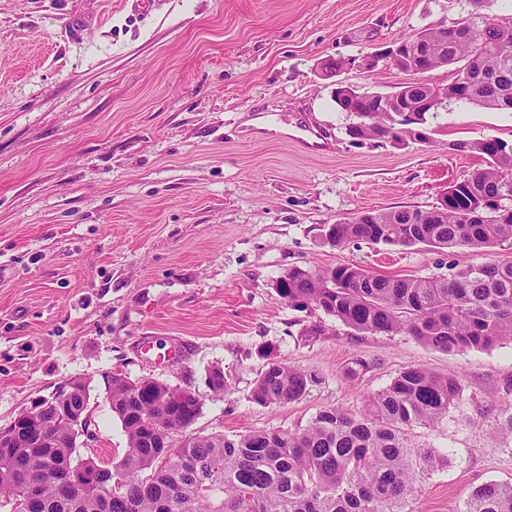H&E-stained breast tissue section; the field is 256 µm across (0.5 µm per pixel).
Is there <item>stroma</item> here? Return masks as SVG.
I'll return each mask as SVG.
<instances>
[{
  "label": "stroma",
  "mask_w": 512,
  "mask_h": 512,
  "mask_svg": "<svg viewBox=\"0 0 512 512\" xmlns=\"http://www.w3.org/2000/svg\"><path fill=\"white\" fill-rule=\"evenodd\" d=\"M469 0H0V429L67 380L88 384L75 459L118 461L127 437L107 378H152L202 402L196 435L299 430L329 407L363 413L399 372L462 378L459 407L417 445L448 456L412 512H462L470 491L512 482V341L448 354L413 336L357 332L292 310L288 269L338 263L412 277L512 258V248H337L322 227L384 209H428L482 160L451 141L512 142V112L431 113L433 143L350 144L335 81L390 93L408 79L363 56ZM340 58L346 68L327 75ZM278 114L258 129L256 113ZM304 112L330 152L287 138ZM317 325L318 335H303ZM311 375L305 395L254 403L269 360ZM369 363L355 371L357 361ZM229 382L210 385L214 370Z\"/></svg>",
  "instance_id": "35a3bbf8"
}]
</instances>
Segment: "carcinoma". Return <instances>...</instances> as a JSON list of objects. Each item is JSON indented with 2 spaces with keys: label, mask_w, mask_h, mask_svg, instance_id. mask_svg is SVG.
<instances>
[{
  "label": "carcinoma",
  "mask_w": 512,
  "mask_h": 512,
  "mask_svg": "<svg viewBox=\"0 0 512 512\" xmlns=\"http://www.w3.org/2000/svg\"><path fill=\"white\" fill-rule=\"evenodd\" d=\"M427 53L433 68L476 67L459 101L482 108L493 99L512 103V30L488 21L462 26L431 38ZM351 116L348 136L412 137L405 127L394 129L393 113L376 111L370 99L356 100ZM483 161V168L455 183V203L448 209L376 210L333 225L327 242L512 246V207L503 200L512 195V145L491 139ZM482 202L491 208L487 219L468 218L469 206ZM278 295L294 310H321L361 333H408L446 353L512 339L511 259L442 278L382 275L351 264L292 267ZM308 383L305 371L279 361L260 373L251 399L281 406L304 396ZM108 387L112 412L127 437L124 457L109 464V481L84 488L68 479L75 438L50 406L37 423L46 442H35L30 429L20 426L8 429L12 437L0 446V481L12 489L9 503L13 491L33 482L39 496L33 512H411L407 506L421 479L448 465L447 455L415 445L412 431L440 423L461 396L459 376L411 367L370 397L359 415L326 408L298 431L192 435L176 445L172 434L188 431L200 415L202 403L194 394L170 405V386L148 381L147 393L135 398L120 375ZM65 404L72 414H86V385L71 387ZM463 512H512V483L479 485Z\"/></svg>",
  "instance_id": "1"
}]
</instances>
